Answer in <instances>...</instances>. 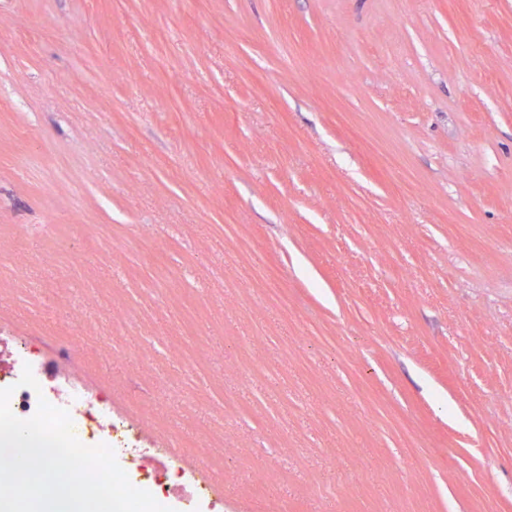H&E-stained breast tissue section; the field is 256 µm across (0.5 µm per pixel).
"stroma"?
<instances>
[{"label": "stroma", "mask_w": 512, "mask_h": 512, "mask_svg": "<svg viewBox=\"0 0 512 512\" xmlns=\"http://www.w3.org/2000/svg\"><path fill=\"white\" fill-rule=\"evenodd\" d=\"M1 288V368L223 432L214 512H512V0H0Z\"/></svg>", "instance_id": "35a3bbf8"}]
</instances>
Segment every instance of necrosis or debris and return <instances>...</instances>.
<instances>
[{
    "mask_svg": "<svg viewBox=\"0 0 512 512\" xmlns=\"http://www.w3.org/2000/svg\"><path fill=\"white\" fill-rule=\"evenodd\" d=\"M19 374H0V388H13L10 399L12 412L21 419L32 417L39 399H46L51 405L67 409L78 440L87 446L105 444L110 446L116 457H136L139 465L131 483L138 488L149 490L160 504H167L173 490L183 482L184 472L174 462L157 463L155 451L137 447L130 436L120 435L119 424L112 419L109 398L103 392H90L81 385L67 381L56 386H42L41 390L19 386Z\"/></svg>",
    "mask_w": 512,
    "mask_h": 512,
    "instance_id": "obj_1",
    "label": "necrosis or debris"
}]
</instances>
